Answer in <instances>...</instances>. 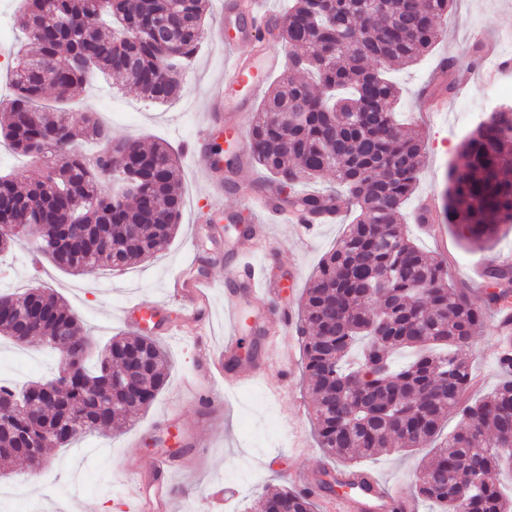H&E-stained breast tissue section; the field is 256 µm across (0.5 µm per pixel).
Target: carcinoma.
I'll use <instances>...</instances> for the list:
<instances>
[{"label":"carcinoma","mask_w":512,"mask_h":512,"mask_svg":"<svg viewBox=\"0 0 512 512\" xmlns=\"http://www.w3.org/2000/svg\"><path fill=\"white\" fill-rule=\"evenodd\" d=\"M210 0H21L15 20L27 37L9 71L13 97L0 139L34 156L43 175L28 187L0 177V222L27 224L37 249L72 273L121 271L165 250L176 236L185 198L177 154L166 143L146 149L112 141L94 113L45 112L46 89L76 99L96 73L115 75L146 100L163 104L182 84L169 68L189 67L204 38ZM454 0H288L280 42L288 69L260 102L249 132L252 160L281 186L284 200L308 217L346 204L352 217L305 289L300 328L303 365L314 402L317 442L347 468L354 489L361 458L397 446L426 448L449 414L461 425L414 474L419 497L439 512H512L492 478L512 461V333L498 341L503 379L469 401L470 342L483 314L466 291L447 283L441 262L403 228V208L418 179L423 143L395 120L400 91L384 73L426 55L441 36L439 20ZM169 21L173 40L155 42L152 25ZM331 172L336 186L297 192ZM133 178L139 191L112 198L105 176ZM448 226L472 247L512 231V106L490 112L462 139L448 166ZM488 304L508 298L512 264L486 269ZM0 335L26 345L60 336L56 375L68 382L53 417L33 405L0 424V461L40 471L47 459L31 448H64L69 421L100 416L118 424L146 408L167 383L168 360L157 343L132 331L112 337L104 359L82 354L78 318L51 289L0 292ZM404 349L411 359L397 367ZM143 359L138 399L103 393L124 358ZM32 383L0 384V407L23 399ZM255 512H313L310 495L285 487L260 497Z\"/></svg>","instance_id":"obj_1"}]
</instances>
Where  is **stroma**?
Wrapping results in <instances>:
<instances>
[{
  "mask_svg": "<svg viewBox=\"0 0 512 512\" xmlns=\"http://www.w3.org/2000/svg\"><path fill=\"white\" fill-rule=\"evenodd\" d=\"M218 0H211L205 21L203 45L184 76L182 95L163 107L144 101L132 88L114 77H94L84 92L90 111L108 124L113 140L138 138L164 141L178 153L184 175L185 198L189 203L174 241L151 260L121 272L107 270L74 276L51 263L33 272L30 250L33 241L16 246L11 255L0 258V275H5L13 290L20 291L39 283L61 296L89 328L95 342L102 343L125 330L122 308L132 300L156 308L166 323L179 325L182 314L178 304L167 295L168 279L179 271L189 257L194 232L192 218L203 206L211 209L235 205L236 195H211L204 184L202 162L196 159L189 143L197 132L204 97L224 68V22L218 14ZM439 26L443 31L435 47L418 63L391 71L390 77L402 89L398 118L407 127L419 131L424 141L423 163L417 191L406 204L414 210L425 196L442 200L446 189L448 163L455 158L462 135L471 127V113L484 112L496 103L501 83L512 86V71L485 81L482 66H471L474 31L486 39L506 43L512 52V0H455L448 16ZM457 58L471 69V80L448 100V109L434 116L421 110L420 90L427 85L442 59ZM346 227L345 222L320 225L312 239H304L293 225L271 222L269 248L257 251L250 260L256 265L275 266L288 276L289 288L283 289L278 305L297 310L309 280L324 255L335 245ZM418 246L432 255L442 256L450 283L464 288L471 301L485 306L489 288L477 278L476 262L498 265L512 263V234L494 246L475 252L466 251L463 241L446 223L437 227H411ZM238 237L236 225L224 227V237L205 244L200 264L216 283L207 332L202 336H174L162 346L170 360L168 384L146 411L119 429H101L78 436L69 447L50 448L47 469L37 480H29L27 466L18 462L11 471L0 472V488L15 486L6 497L10 512H126L121 498L130 477L125 463L146 466L150 458L167 452L179 438V422L198 423L199 443L204 453L185 451L186 471L174 475V488H191L193 512H251L255 498L283 485L282 473L266 466L269 458L280 457L284 471L305 470L316 465L336 466L337 461L319 448L314 433L312 402L302 372V338L293 335L288 345L270 339L245 335L243 353L256 361L278 356L289 350L293 368L273 367L255 381L227 392L228 407L210 418H202L196 402L184 392L186 383L195 382L223 389L221 379L211 374L205 361V346H216L221 333L220 319L234 298L224 287V265L230 256L226 244ZM496 314L487 312L486 322L473 337L470 368L474 385L469 397L491 391L502 379L496 352L498 333ZM57 357L55 350L33 344L16 347L0 337V367L17 370L22 380L48 375ZM426 449L412 453L392 451L359 465L386 486H398L414 495L413 476L426 456ZM246 468L255 476L248 494L230 504H217L209 491L211 485L229 481L231 473Z\"/></svg>",
  "mask_w": 512,
  "mask_h": 512,
  "instance_id": "1",
  "label": "stroma"
}]
</instances>
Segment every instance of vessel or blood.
Wrapping results in <instances>:
<instances>
[{
  "label": "vessel or blood",
  "instance_id": "1",
  "mask_svg": "<svg viewBox=\"0 0 512 512\" xmlns=\"http://www.w3.org/2000/svg\"><path fill=\"white\" fill-rule=\"evenodd\" d=\"M253 9L252 0H223L224 23L234 28L235 38L224 44L228 62L205 97L203 132L190 144L191 152L203 161L204 179L216 193L223 192L224 186L216 178L217 166L208 153L207 129L216 119H223L224 138L228 140L229 150L238 165L235 176L239 179L248 177L249 130L242 125L240 115L253 110L262 94L264 78L280 72L284 66L282 57L265 51V33L256 32L249 21ZM278 190L277 183H267L262 193L242 197L241 203L252 214L274 216L272 201ZM263 233V226L252 225L250 236L238 239L235 244L233 262L224 267V281L237 287L241 301L225 309L224 345L219 354L208 355L207 360L223 369L224 384L230 389L235 388L238 381L254 379L262 372L259 365L236 361L243 332L285 340L295 327L291 311L270 306L271 298L280 293L278 281L269 274H258L254 265L241 259L242 254L253 250V238ZM195 268V263H188L169 281L171 292L179 298L186 316L192 319L209 315L211 309L208 292L211 280L197 275ZM185 466L184 458L158 456L147 469H130L131 479L124 494L135 503L137 512H173L171 478ZM397 503L403 504L406 512H412L414 508L403 494L384 487L373 478L357 486L352 494L337 495L329 500L331 512H389Z\"/></svg>",
  "mask_w": 512,
  "mask_h": 512
}]
</instances>
